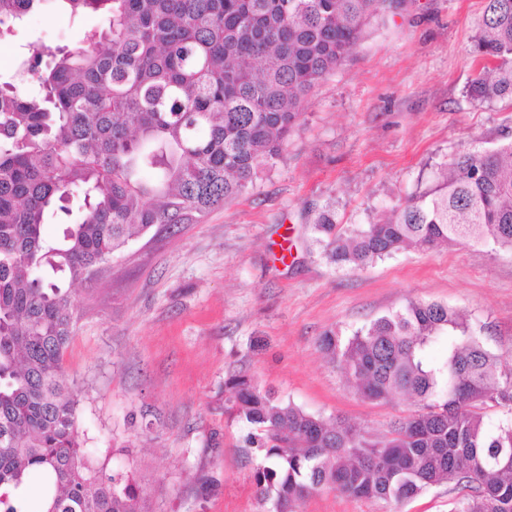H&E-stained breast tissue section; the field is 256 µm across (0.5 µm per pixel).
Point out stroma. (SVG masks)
<instances>
[{
	"label": "stroma",
	"instance_id": "35a3bbf8",
	"mask_svg": "<svg viewBox=\"0 0 512 512\" xmlns=\"http://www.w3.org/2000/svg\"><path fill=\"white\" fill-rule=\"evenodd\" d=\"M485 0H384L349 61L308 97L281 159L203 223L153 228L97 280L75 285L63 366L89 455L127 470L150 512H262L248 428L224 413L246 372L309 413L378 432L419 410L362 399L320 350L407 300L464 309L512 368V253L484 245L401 251L361 270L330 264L312 224L375 222L461 147L512 140V107L466 95ZM99 13L52 7L0 32V76L31 46L74 47ZM301 512H389L327 489Z\"/></svg>",
	"mask_w": 512,
	"mask_h": 512
}]
</instances>
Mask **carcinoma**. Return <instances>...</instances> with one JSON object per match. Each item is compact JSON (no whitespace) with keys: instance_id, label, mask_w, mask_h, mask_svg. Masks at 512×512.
I'll use <instances>...</instances> for the list:
<instances>
[{"instance_id":"cac0c4a2","label":"carcinoma","mask_w":512,"mask_h":512,"mask_svg":"<svg viewBox=\"0 0 512 512\" xmlns=\"http://www.w3.org/2000/svg\"><path fill=\"white\" fill-rule=\"evenodd\" d=\"M45 2L0 0V26ZM57 2L105 13L109 26L70 50H30L0 81V512H25L34 473L40 512H149L129 473L106 475L81 449L62 363L71 287L134 237L199 224L252 188L379 0ZM472 53L485 66L467 97L512 101V0H486ZM59 215L62 235L46 238ZM314 231L326 258L352 270L408 247L512 253V140L460 149L381 221L347 235L324 213ZM320 346L365 400L422 407L378 434L230 376L224 411L249 426L263 512H299L326 488L398 506L444 483L450 512H512V370L462 310L410 301L346 338L329 330Z\"/></svg>"}]
</instances>
